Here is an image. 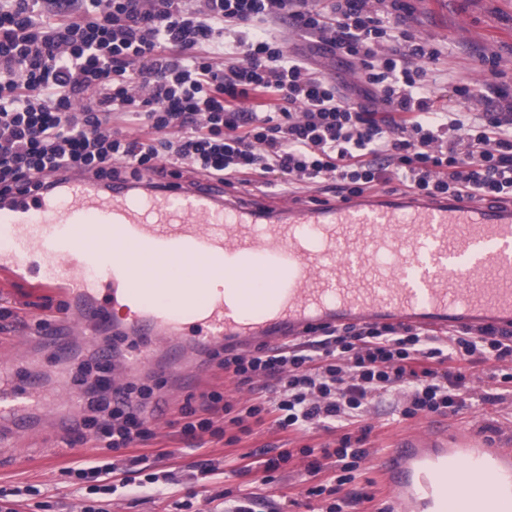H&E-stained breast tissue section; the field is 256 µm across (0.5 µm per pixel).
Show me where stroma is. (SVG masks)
Wrapping results in <instances>:
<instances>
[{
    "mask_svg": "<svg viewBox=\"0 0 512 512\" xmlns=\"http://www.w3.org/2000/svg\"><path fill=\"white\" fill-rule=\"evenodd\" d=\"M405 26L415 34L440 45L442 54L436 63V94L441 104H462L473 112L485 109L483 99L459 100L454 89L467 85L479 89L492 84L512 94V0H403ZM64 308L57 297L18 284L0 287V357L11 356L17 347L21 325L38 319L58 321ZM87 327L62 328V348L43 344L28 347L23 367L11 373L12 385L39 377L41 392L47 400L38 419L23 427L9 446H0V492L15 493L13 512H81L96 503L100 512H176L178 502H190L189 512H225L226 500L237 499L242 489L251 488L257 500V512H321L330 503L342 506V512H392V501L377 466L381 455L409 426L431 425L448 434L449 442L467 438L485 444L488 452L499 454L512 449V396L506 401H485L494 392L498 380L489 376L490 364L474 367L470 394L472 406L459 413L420 415L405 419L396 411L392 397L371 401L358 424L348 429L317 427L307 432L283 431L272 423L252 425L250 432L225 425L224 414L213 415L216 435H204L200 447H187L181 428L186 422L182 408L187 399L212 390L221 392L234 410L267 400L274 381L241 382L217 365H210L195 389L171 391L166 376L158 370L138 375V382H161L149 405L152 413L151 438L130 448L115 451L92 440L71 444L68 437L49 425V402L60 395H76L74 384L78 366L95 356L98 348L85 340ZM364 436L369 456L356 479L337 485V467L326 460L318 477H309L304 447H337L343 434ZM260 448H288L292 458L272 472L270 482L251 465L248 455ZM144 455L149 470L168 475L161 493L145 492V473L126 466L127 457ZM113 463L125 484L109 496H90L69 471L91 462ZM209 460L213 469L201 474L197 464ZM148 470V471H149ZM337 486L333 495L311 497L306 490L315 483Z\"/></svg>",
    "mask_w": 512,
    "mask_h": 512,
    "instance_id": "stroma-1",
    "label": "stroma"
}]
</instances>
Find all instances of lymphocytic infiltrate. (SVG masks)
<instances>
[{
  "label": "lymphocytic infiltrate",
  "instance_id": "lymphocytic-infiltrate-1",
  "mask_svg": "<svg viewBox=\"0 0 512 512\" xmlns=\"http://www.w3.org/2000/svg\"><path fill=\"white\" fill-rule=\"evenodd\" d=\"M401 0H0V196L38 189L68 169L96 179L166 177L181 163L232 185L280 178L283 189L335 182L358 195L398 180L427 196L512 200V103L479 117L440 108L427 77L440 51L403 28ZM285 23L359 64L353 98L290 53L270 25ZM270 95L263 108L250 94ZM136 123L123 134L116 120ZM512 359V333L485 328L437 336L404 325L325 329L302 343L227 354L240 380L278 381L271 405L239 415L217 391L205 416L184 424L190 440L212 414L242 424L273 410L282 430L358 422L373 397L398 395L403 417L456 413L466 405L464 364ZM79 440L120 449L146 439L151 386L101 387L83 377ZM307 472L335 459L337 485L353 479L367 449L344 435Z\"/></svg>",
  "mask_w": 512,
  "mask_h": 512
}]
</instances>
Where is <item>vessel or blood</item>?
Masks as SVG:
<instances>
[{"label": "vessel or blood", "mask_w": 512, "mask_h": 512, "mask_svg": "<svg viewBox=\"0 0 512 512\" xmlns=\"http://www.w3.org/2000/svg\"><path fill=\"white\" fill-rule=\"evenodd\" d=\"M189 281L169 288V273ZM0 275L62 297L74 319L111 326L132 351L128 374L168 353L194 387L215 348L244 351L317 326L403 321L425 329L512 331V202L368 192L326 205H242L214 182L151 187L63 172L0 200ZM224 279L221 297L201 288ZM137 298L124 318L112 311ZM39 398L0 395V416ZM475 443L438 452L418 433L383 460L396 512H446L448 469Z\"/></svg>", "instance_id": "b4317fda"}]
</instances>
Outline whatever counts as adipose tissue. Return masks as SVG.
I'll use <instances>...</instances> for the list:
<instances>
[{
    "label": "adipose tissue",
    "mask_w": 512,
    "mask_h": 512,
    "mask_svg": "<svg viewBox=\"0 0 512 512\" xmlns=\"http://www.w3.org/2000/svg\"><path fill=\"white\" fill-rule=\"evenodd\" d=\"M470 472V483L456 487L457 512H512V504L503 498L512 489V475L492 455H483L475 461Z\"/></svg>",
    "instance_id": "obj_1"
}]
</instances>
